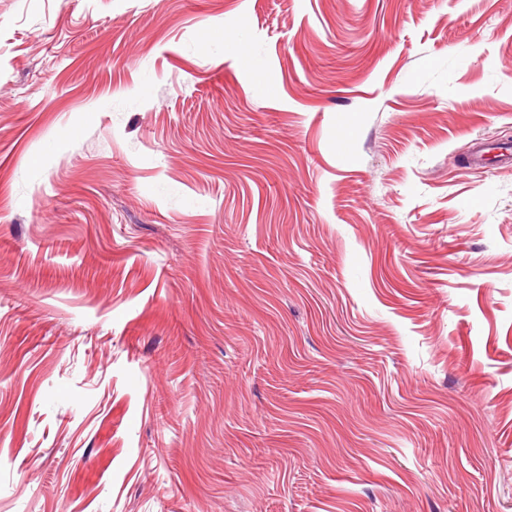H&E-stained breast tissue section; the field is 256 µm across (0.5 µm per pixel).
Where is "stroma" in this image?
<instances>
[{"instance_id":"1","label":"stroma","mask_w":512,"mask_h":512,"mask_svg":"<svg viewBox=\"0 0 512 512\" xmlns=\"http://www.w3.org/2000/svg\"><path fill=\"white\" fill-rule=\"evenodd\" d=\"M480 144L512 0H0V512H512Z\"/></svg>"}]
</instances>
